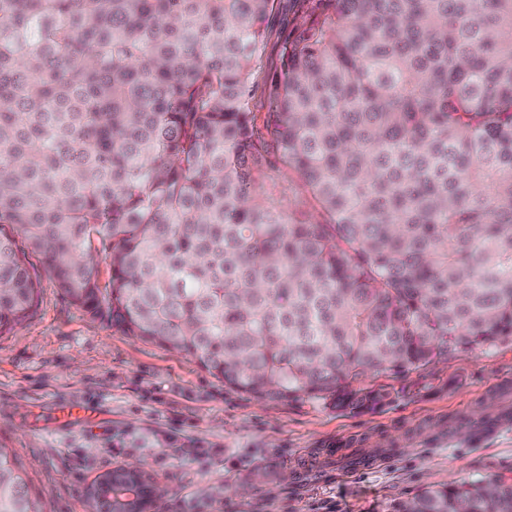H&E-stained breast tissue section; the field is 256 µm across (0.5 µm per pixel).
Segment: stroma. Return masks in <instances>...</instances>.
Segmentation results:
<instances>
[{
	"label": "stroma",
	"instance_id": "stroma-1",
	"mask_svg": "<svg viewBox=\"0 0 512 512\" xmlns=\"http://www.w3.org/2000/svg\"><path fill=\"white\" fill-rule=\"evenodd\" d=\"M41 285L38 312L0 335V447L25 465L47 512H89L87 482L131 462L165 490L148 512L187 501L209 512H394L428 487L512 482V426L478 446L462 434L480 413L512 417V339L454 352L403 381L372 375L367 386L412 389L374 409L259 400L184 354L91 318L49 277ZM85 404L96 421L58 423V408ZM176 420L218 447L207 470L178 450L168 468L155 465L154 433ZM115 433L127 451L114 459L106 440ZM363 456L373 470L356 468Z\"/></svg>",
	"mask_w": 512,
	"mask_h": 512
}]
</instances>
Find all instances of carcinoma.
<instances>
[{
	"label": "carcinoma",
	"instance_id": "cac0c4a2",
	"mask_svg": "<svg viewBox=\"0 0 512 512\" xmlns=\"http://www.w3.org/2000/svg\"><path fill=\"white\" fill-rule=\"evenodd\" d=\"M295 2L268 74L277 0H0L1 336L36 257L257 399L364 410L371 373L512 338V0ZM0 512H44L4 448ZM394 512H512V483Z\"/></svg>",
	"mask_w": 512,
	"mask_h": 512
}]
</instances>
